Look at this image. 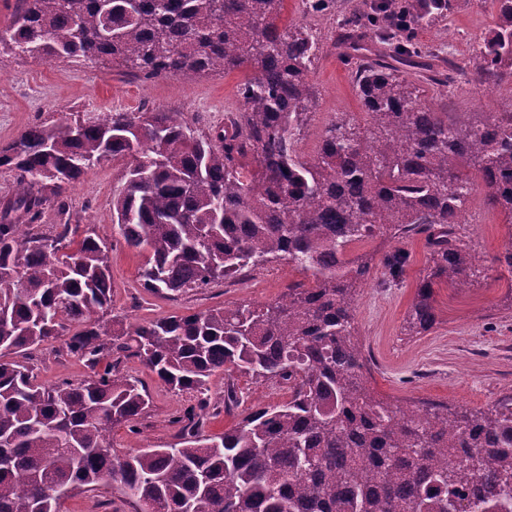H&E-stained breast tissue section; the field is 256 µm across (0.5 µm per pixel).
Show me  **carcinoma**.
<instances>
[{
    "mask_svg": "<svg viewBox=\"0 0 512 512\" xmlns=\"http://www.w3.org/2000/svg\"><path fill=\"white\" fill-rule=\"evenodd\" d=\"M476 38L483 84L512 82V0ZM20 0L9 50L45 60L108 59L149 76L224 74L254 66L241 107L206 134L181 112H109L28 127L0 145L15 172L0 211V512H62L86 488L118 489L142 512H512V394L473 414L375 393L355 334L357 289L371 259L348 245L423 234L429 248L408 329L436 321L434 286L464 288L487 259L460 232L474 187L512 224V112H443L399 66L433 68L414 34L451 0H377L337 16L336 43L357 66L364 119L339 112L316 154L296 144L317 92L319 40L282 22L284 0ZM129 156L113 229L146 255L155 294L207 288L286 259L311 279L258 306L171 315L145 325L108 316L111 244L79 226L42 231L51 198L95 164ZM406 255L384 260L392 278ZM61 340L89 369L42 385L24 362ZM138 360L198 408L173 417L175 443L120 455L112 427L139 432L149 395L121 365ZM235 370L288 387L219 435L203 411L229 413L235 387L211 401L209 378Z\"/></svg>",
    "mask_w": 512,
    "mask_h": 512,
    "instance_id": "obj_1",
    "label": "carcinoma"
}]
</instances>
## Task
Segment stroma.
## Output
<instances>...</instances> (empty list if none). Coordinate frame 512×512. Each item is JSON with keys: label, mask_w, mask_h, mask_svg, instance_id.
Segmentation results:
<instances>
[{"label": "stroma", "mask_w": 512, "mask_h": 512, "mask_svg": "<svg viewBox=\"0 0 512 512\" xmlns=\"http://www.w3.org/2000/svg\"><path fill=\"white\" fill-rule=\"evenodd\" d=\"M284 19L289 26L316 30L320 40L319 55L310 73L319 101L297 143L298 151L310 156L318 147L324 125L335 113L357 115L362 110L352 78L355 64L335 45V15L310 14L301 0H285ZM495 21L491 0H452L448 13L432 27L418 30L415 41L422 49L441 52L455 66L453 92L443 97L437 88L423 84L421 98L425 103L435 108L445 106L452 112H512V86L489 88L474 79V38L491 29ZM254 74L248 67L188 82L172 75L147 77L115 63L42 61L4 49L0 51V143L13 141L33 124L51 125L61 114L76 112H180L196 120L204 132L239 107L238 88ZM128 165L123 157L94 165L60 198L46 203L41 219L47 233L58 224H77L110 236L113 314L133 323H146L175 313L265 304L276 299L289 282L301 279L300 271L279 260L252 270L241 281L168 294L148 292L140 278L144 254L112 233V200L123 188ZM466 219L462 232L483 255L491 258L512 248V226L504 224L502 215L487 206L482 187L472 192ZM397 248L407 254L408 263L403 275L394 280L388 276L383 258ZM347 253H365L371 258L370 274L355 303L354 322L368 360L371 385L380 396L393 404L443 402L453 410L480 412L502 395L512 393L511 272L478 273L463 289L436 286V322L428 331L412 334L406 320L416 285L427 273L429 251L424 237H378L351 245ZM28 363L38 382L46 385L80 380L88 373L81 361L64 353L58 341L32 350ZM124 370L145 384L150 406L138 424V433H130L123 425L113 428V448L122 454L174 442L177 428L171 419L196 404V393L171 389L137 361L127 363ZM230 382L236 387L240 405L229 414L206 415V434L223 433L257 407L288 399L286 388L257 383L229 371L210 377L211 398L222 395ZM63 512L135 509L120 494L100 488L67 499Z\"/></svg>", "instance_id": "stroma-1"}]
</instances>
